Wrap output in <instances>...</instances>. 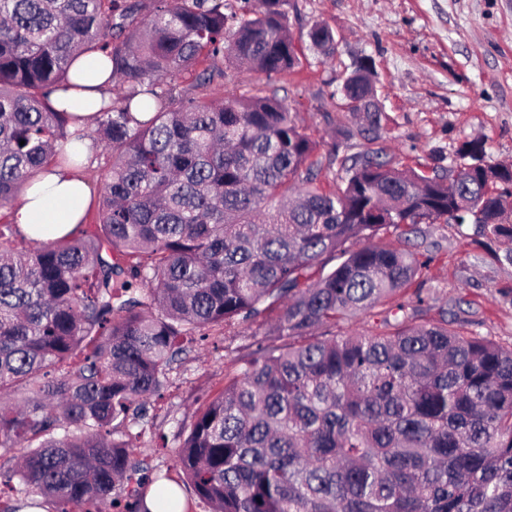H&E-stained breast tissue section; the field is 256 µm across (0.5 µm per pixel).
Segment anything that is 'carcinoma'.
<instances>
[{"label":"carcinoma","instance_id":"obj_1","mask_svg":"<svg viewBox=\"0 0 512 512\" xmlns=\"http://www.w3.org/2000/svg\"><path fill=\"white\" fill-rule=\"evenodd\" d=\"M306 37L335 56L327 26ZM96 53L116 94L73 133L52 95ZM220 59L269 78L298 66L288 0L242 15L224 0H0V208L72 161L74 140L112 159L95 223L24 250L0 229V451L18 461L0 484L24 493L6 512H100L118 489L123 512H190L186 482L211 512H512V347L427 318L410 288L430 259L409 247L462 203L512 264L509 165L466 141L456 154L480 166L449 182L335 144L327 189L322 143L285 100L198 94L226 78ZM372 70L342 74L336 107L377 132ZM385 227L401 239L369 243ZM377 307L372 329L341 327ZM245 324L261 333L243 368L194 415L177 468L152 472L130 427L183 343Z\"/></svg>","mask_w":512,"mask_h":512}]
</instances>
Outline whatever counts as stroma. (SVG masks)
<instances>
[{
  "label": "stroma",
  "instance_id": "obj_1",
  "mask_svg": "<svg viewBox=\"0 0 512 512\" xmlns=\"http://www.w3.org/2000/svg\"><path fill=\"white\" fill-rule=\"evenodd\" d=\"M288 16L297 35L326 24L335 59L319 61L307 49L299 66L270 80L231 67L205 96L223 98L229 87L278 94L308 134L327 145L345 141L353 154L367 146L366 125L338 111L333 93L343 71L370 58L383 111L377 145L394 166L425 163L451 176L459 145L473 137L484 140L488 162H512V0H288ZM412 242L434 257L421 286L429 318L512 346V265L495 259L496 243L473 225L442 221L421 225ZM252 334L247 326L234 336L212 327L199 349L174 363L140 437L138 455L152 468L174 465L183 424L236 374Z\"/></svg>",
  "mask_w": 512,
  "mask_h": 512
}]
</instances>
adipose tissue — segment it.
<instances>
[{
    "label": "adipose tissue",
    "mask_w": 512,
    "mask_h": 512,
    "mask_svg": "<svg viewBox=\"0 0 512 512\" xmlns=\"http://www.w3.org/2000/svg\"><path fill=\"white\" fill-rule=\"evenodd\" d=\"M91 194L79 170L65 166L22 191L14 208V221L24 230L34 225L58 237L71 231L86 216Z\"/></svg>",
    "instance_id": "obj_1"
}]
</instances>
